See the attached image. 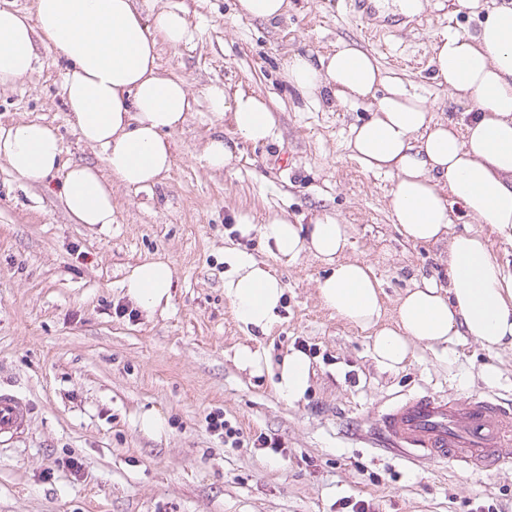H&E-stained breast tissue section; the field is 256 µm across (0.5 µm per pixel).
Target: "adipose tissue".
Masks as SVG:
<instances>
[{"label": "adipose tissue", "mask_w": 512, "mask_h": 512, "mask_svg": "<svg viewBox=\"0 0 512 512\" xmlns=\"http://www.w3.org/2000/svg\"><path fill=\"white\" fill-rule=\"evenodd\" d=\"M454 7L486 13L476 34L450 30L433 45L439 84L470 104L460 118L435 120L426 97L346 41L315 58L293 54L285 64L288 83L308 101L371 110L350 130L355 158L394 177L391 214L408 240L447 245V286L426 278L415 283L393 325L384 326L370 267L343 258L346 225L317 215L305 226L278 217L264 227L280 258L292 261L306 251L330 265L318 285L323 304L373 329V357L387 369L407 361L416 341L435 348L465 336L487 349L512 348V267L493 258L481 234L448 232L458 211L512 242V5L487 9L481 0H454ZM192 38L184 9L163 8L148 18L138 0H34L29 15L0 8V86L35 70L38 46L59 51L67 61L63 96L71 122L85 144L102 152L109 173L81 163L61 167L56 131L37 121L0 127V160L32 182L63 171L60 196L72 222L110 226L113 183L148 189L171 169L169 135L186 122L191 102L182 80L161 75L157 47ZM207 98L213 115L231 117L244 139L274 136L275 118L261 97L213 86ZM224 262V296L236 319L269 331L285 295L282 282L247 253L225 252ZM173 278L167 261L150 259L131 268L122 287L152 315L168 308ZM310 376L307 356L292 352L278 367L275 390L299 401Z\"/></svg>", "instance_id": "adipose-tissue-1"}]
</instances>
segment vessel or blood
Returning a JSON list of instances; mask_svg holds the SVG:
<instances>
[{"label": "vessel or blood", "mask_w": 512, "mask_h": 512, "mask_svg": "<svg viewBox=\"0 0 512 512\" xmlns=\"http://www.w3.org/2000/svg\"><path fill=\"white\" fill-rule=\"evenodd\" d=\"M27 416L26 402L0 392V442L23 434ZM374 432L412 459L452 461L474 470L512 460V410L491 396L453 400L415 393L384 405Z\"/></svg>", "instance_id": "vessel-or-blood-1"}]
</instances>
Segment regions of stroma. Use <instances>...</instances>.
Returning a JSON list of instances; mask_svg holds the SVG:
<instances>
[{
  "label": "stroma",
  "instance_id": "1",
  "mask_svg": "<svg viewBox=\"0 0 512 512\" xmlns=\"http://www.w3.org/2000/svg\"><path fill=\"white\" fill-rule=\"evenodd\" d=\"M140 2L148 12L182 6L194 31L189 43L159 46L161 72L193 97L186 125L170 136L163 183L138 192L113 184L103 229L69 220L62 173L28 182L0 160V389L30 407L25 433L0 443V512H512V463L472 471L415 461L373 432L379 410L403 394H489L512 407V349L468 337L445 349L417 343L401 368L381 369L372 330L323 307L327 264L306 252L278 259L262 234L277 216L319 212L346 224L345 256L378 279L385 325L413 281H446L442 246L407 241L393 223L392 178L352 155L350 128L367 111L304 100L283 63L349 41L434 103L436 118H457L465 107L435 80L432 47L448 29L476 33L481 15L452 13L448 0L402 20L389 0H373L363 16L344 0H288L287 13L266 23L238 16L236 0ZM64 72L60 54L40 48L30 76L0 87V126L48 124L62 140V165L105 169L68 120ZM214 84L263 98L274 137L255 144L217 120L206 99ZM217 132L236 145L235 162L219 172L202 159ZM228 249L267 264L285 285L270 332L246 329L225 300ZM156 258L174 280L168 310L150 316L132 308L122 281ZM244 345L271 366L304 351L313 375L303 399L282 400L270 370L239 368ZM487 365L495 382L483 379ZM151 410L167 423L156 435L139 427ZM215 411L239 429L240 446L208 430ZM260 434L280 450L254 447Z\"/></svg>",
  "mask_w": 512,
  "mask_h": 512
}]
</instances>
